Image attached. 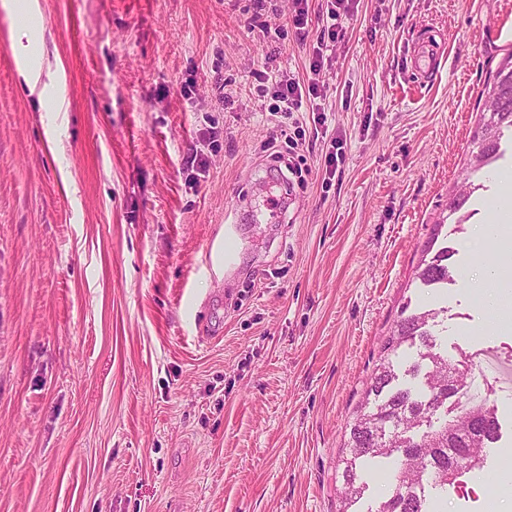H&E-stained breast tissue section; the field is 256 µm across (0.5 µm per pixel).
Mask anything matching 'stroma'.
<instances>
[{
    "mask_svg": "<svg viewBox=\"0 0 512 512\" xmlns=\"http://www.w3.org/2000/svg\"><path fill=\"white\" fill-rule=\"evenodd\" d=\"M271 3L38 0L37 96L0 2V512H338L348 422L407 302L444 306L442 350L487 354L512 414V329L471 302L500 259L472 229L511 130L448 217L512 0H354L322 97L289 115L259 74L308 80L312 47L279 39L293 0ZM272 142L293 155L285 193ZM432 243L471 280L422 287ZM506 457L433 491L440 512H493L489 484L511 498Z\"/></svg>",
    "mask_w": 512,
    "mask_h": 512,
    "instance_id": "35a3bbf8",
    "label": "stroma"
}]
</instances>
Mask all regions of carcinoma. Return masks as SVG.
I'll return each mask as SVG.
<instances>
[{
    "label": "carcinoma",
    "instance_id": "carcinoma-1",
    "mask_svg": "<svg viewBox=\"0 0 512 512\" xmlns=\"http://www.w3.org/2000/svg\"><path fill=\"white\" fill-rule=\"evenodd\" d=\"M486 90L479 151L464 169L469 176L497 157L503 128H512V51L498 64ZM454 254V249L442 248L421 268V283L433 289L455 283L445 264ZM445 311L422 308L402 315L383 338L378 363L349 424L351 458L342 470L340 512H353L351 507L363 498L366 465L384 459L394 463L392 488L376 512H431L426 488L446 491L463 473L483 469L484 449L500 439L502 425L491 400L471 403L464 414H455L467 397L459 387L467 382L468 353L462 351L450 362L441 351L433 328ZM403 347L416 349V355L399 354Z\"/></svg>",
    "mask_w": 512,
    "mask_h": 512
}]
</instances>
